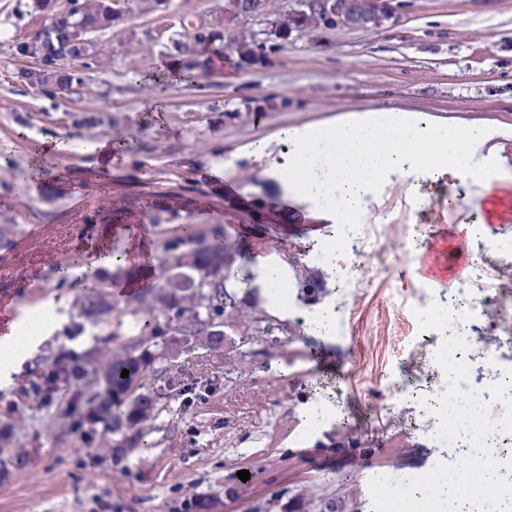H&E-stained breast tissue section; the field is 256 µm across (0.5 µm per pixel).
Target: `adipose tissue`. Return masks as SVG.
Instances as JSON below:
<instances>
[{"label":"adipose tissue","mask_w":512,"mask_h":512,"mask_svg":"<svg viewBox=\"0 0 512 512\" xmlns=\"http://www.w3.org/2000/svg\"><path fill=\"white\" fill-rule=\"evenodd\" d=\"M467 145L459 143V129L437 125L422 115L396 108H372L341 121L284 130L288 159L272 165L268 176L280 180L298 204L308 205L335 220L337 203L360 206L370 188L390 175L429 174L433 186L446 185L459 173L477 179L474 195H490L500 175L488 147L490 128L472 126ZM45 323L28 332L24 316H17L0 335V385H10L31 350L52 336L63 319L57 302L41 305Z\"/></svg>","instance_id":"1"}]
</instances>
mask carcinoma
Instances as JSON below:
<instances>
[{"label": "carcinoma", "mask_w": 512, "mask_h": 512, "mask_svg": "<svg viewBox=\"0 0 512 512\" xmlns=\"http://www.w3.org/2000/svg\"><path fill=\"white\" fill-rule=\"evenodd\" d=\"M77 2L81 3L77 23L87 28L83 37L92 45L87 50L82 47L71 49V59L46 78V87L39 98L52 103L57 101L58 93L62 90L80 93L89 73L102 63L104 49L98 43L97 34L112 28L101 0ZM293 23L309 29L332 28L337 25L338 19L335 12L323 9L321 0H314L308 14L301 19H293ZM221 38L223 35L220 32L204 26L195 29L190 36L193 48L201 54L209 51ZM235 51L245 62L261 61L262 53L254 50L251 42H238ZM185 238L194 247L167 256L162 285L165 294L152 303L146 302L149 317L145 319L143 328L151 336L174 332L188 337L198 346L216 351L223 344L215 337V331L211 330V319L224 313V253L228 249V242L218 238L206 246H200L191 234H185ZM74 281L83 290L82 311L87 317H96L110 306L108 289L97 283L87 284L81 276L74 278ZM194 281L198 282V293L183 295L182 287ZM164 360V348L154 352L128 348L113 356L104 374V385L96 392L94 409L88 413L82 409L83 393L79 382L86 367L96 363V356L85 353L68 365L52 362L41 375L40 387L44 393L69 395L66 408L68 416H83L91 424L104 422L112 434L121 436L120 443L129 444L142 439L143 424L156 409L157 398L151 392L144 391L145 380L148 374L155 372V364ZM124 369L129 370L126 378L121 377Z\"/></svg>", "instance_id": "cac0c4a2"}]
</instances>
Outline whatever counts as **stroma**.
I'll use <instances>...</instances> for the list:
<instances>
[{"instance_id":"35a3bbf8","label":"stroma","mask_w":512,"mask_h":512,"mask_svg":"<svg viewBox=\"0 0 512 512\" xmlns=\"http://www.w3.org/2000/svg\"><path fill=\"white\" fill-rule=\"evenodd\" d=\"M297 0H263L254 15L232 0H145L137 15L114 18L101 34L104 65L81 95L50 104L16 84L22 60L13 46L44 24L22 15L21 0H0V303L14 311L65 299L64 318L16 376L0 387V512H373L369 483L387 475L421 476L464 454L415 430L413 403L387 411L382 397L404 382L435 388L427 367L441 333L420 331L413 307L459 297V276L441 286L416 274L436 224L454 225L449 263L484 254L512 276V0H400L380 26L314 30L282 27ZM223 32L224 53L187 70L166 52L199 26ZM270 45L264 66L241 64L240 40ZM395 107L458 127L503 130L499 165L509 175L495 193L499 217L486 224L492 247L468 237L466 212L449 197L471 193L467 176L419 199V231L408 253L359 257L364 286L344 314L341 334L314 335L275 311L262 288H238L253 257L284 249L293 260L291 295L300 307H332L342 297L321 259L303 251L333 235L336 223L300 210L281 182L267 177L270 158L288 146L282 130L349 112ZM114 146L112 172L101 176L91 147ZM43 138L74 149L45 160L41 181L23 177ZM269 144L270 158L250 156ZM226 166L225 178L205 175ZM160 223H153L155 212ZM268 213L258 234L229 237L224 257L226 308L213 319L226 333L223 352L180 367L158 363L147 388L158 400L145 437L119 446L105 424L75 429L66 397L26 399L55 358L111 352L134 343L156 349L160 336L140 333L144 313L123 288L133 267L94 270L111 286L112 309L98 322L81 314V291L61 277L82 226H114L113 251L146 240L151 266L177 246L183 225L209 240L251 212ZM335 400L343 414L306 433L305 408ZM250 473L240 480L238 471Z\"/></svg>"}]
</instances>
